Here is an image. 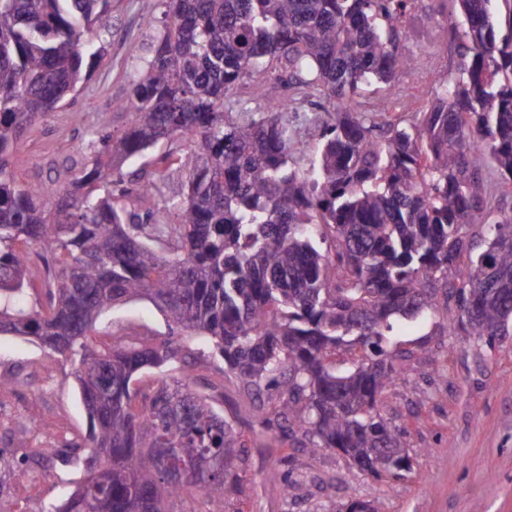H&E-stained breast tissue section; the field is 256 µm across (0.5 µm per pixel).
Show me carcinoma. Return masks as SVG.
<instances>
[{
  "label": "carcinoma",
  "mask_w": 512,
  "mask_h": 512,
  "mask_svg": "<svg viewBox=\"0 0 512 512\" xmlns=\"http://www.w3.org/2000/svg\"><path fill=\"white\" fill-rule=\"evenodd\" d=\"M409 0H165L163 25L106 140L71 188L31 189L12 169L24 129L88 78L110 33L112 0H0V332L39 340L71 363L92 429L83 480L55 512H173L188 487L210 512L240 493L246 444L186 375L136 403V377L167 371L181 344L140 347L98 329L115 306L147 298L183 336L206 338L243 390L276 392L265 431L312 454L338 450L360 472L408 470L383 392L400 380L394 327L443 309V335L512 336V214L490 221L482 166L512 198V0H457L463 64L427 112L380 122L354 111L365 85L412 60L399 52ZM284 69L337 100L319 158L296 165L281 114L229 104L242 81ZM171 137L194 143L178 222H143L112 185L128 158ZM485 228L482 247L474 227ZM50 255L38 274L29 254ZM47 307L26 306L36 282ZM359 349L338 372L336 350ZM213 456L200 480L172 472Z\"/></svg>",
  "instance_id": "obj_1"
}]
</instances>
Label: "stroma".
<instances>
[{"mask_svg": "<svg viewBox=\"0 0 512 512\" xmlns=\"http://www.w3.org/2000/svg\"><path fill=\"white\" fill-rule=\"evenodd\" d=\"M163 0H112V34L88 81L59 107L33 122L14 159L19 181L29 186H64L103 146L104 135L123 130L129 80L155 34L146 15L161 18ZM456 0H410L403 17L401 53L412 69L397 70L390 82L365 87L355 111L375 115L381 104L391 113L426 112L438 81L462 63ZM281 93L297 147L295 159L309 166L320 147L318 122L333 119L331 102L286 77ZM190 140L173 138L130 158L123 174H148L158 156L189 160ZM136 343L163 338L171 329L150 301L116 306L101 326ZM173 374H187L226 418H250L257 402L225 375L224 363L197 338L181 342ZM397 355L399 383L387 389L380 411L405 432L411 467L401 476H374L348 465L342 453L314 456L289 447L280 434H245L248 458L243 492L227 512H339L353 501H375L381 512H512V339L494 346L464 335H439L434 320L399 326L387 344ZM0 512H49L84 476L90 429L69 362L31 337L0 334ZM26 447H18L19 438ZM54 447L48 457L39 448ZM28 465L33 481L18 491L14 470ZM287 483L271 480L273 470Z\"/></svg>", "mask_w": 512, "mask_h": 512, "instance_id": "1", "label": "stroma"}]
</instances>
